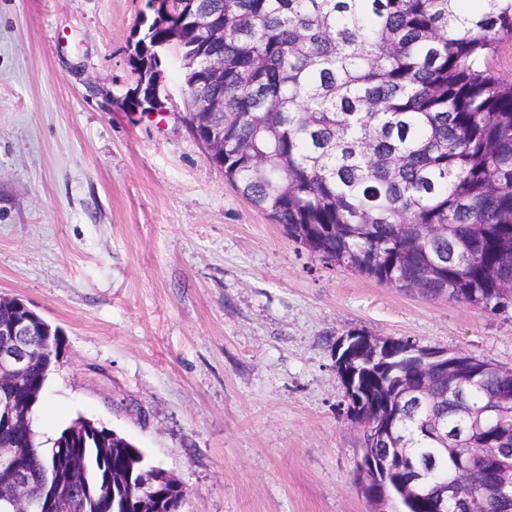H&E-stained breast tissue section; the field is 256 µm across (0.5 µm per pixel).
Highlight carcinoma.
Returning a JSON list of instances; mask_svg holds the SVG:
<instances>
[{
  "label": "carcinoma",
  "mask_w": 512,
  "mask_h": 512,
  "mask_svg": "<svg viewBox=\"0 0 512 512\" xmlns=\"http://www.w3.org/2000/svg\"><path fill=\"white\" fill-rule=\"evenodd\" d=\"M133 51L135 87L161 68L154 46L179 40L187 122L224 125V158L211 162L243 198L306 251L392 287L489 312L512 290V82L487 66L512 38V0H203L224 18L215 38L193 22L194 0H167ZM224 57V79L205 61ZM393 343L387 376L359 345L339 350L343 379L366 414L393 418L374 448H400L431 466L403 512H431L443 480L461 497L487 493L444 449L461 438L512 448V422L481 410L512 411V372L462 354L426 372ZM36 353L28 388L48 378ZM427 384L418 403L402 393ZM28 409L31 447L20 469L33 492L66 484L81 512H134L152 495L158 512L184 487L148 483L144 453L102 426L69 425L41 440Z\"/></svg>",
  "instance_id": "1"
}]
</instances>
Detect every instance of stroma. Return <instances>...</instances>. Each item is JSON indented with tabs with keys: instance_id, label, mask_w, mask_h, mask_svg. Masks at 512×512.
Instances as JSON below:
<instances>
[{
	"instance_id": "stroma-1",
	"label": "stroma",
	"mask_w": 512,
	"mask_h": 512,
	"mask_svg": "<svg viewBox=\"0 0 512 512\" xmlns=\"http://www.w3.org/2000/svg\"><path fill=\"white\" fill-rule=\"evenodd\" d=\"M147 0H0V296L60 331L35 426L103 422L180 512H370L336 344L408 339L512 367L490 313L329 266L224 180L185 121L129 110Z\"/></svg>"
}]
</instances>
